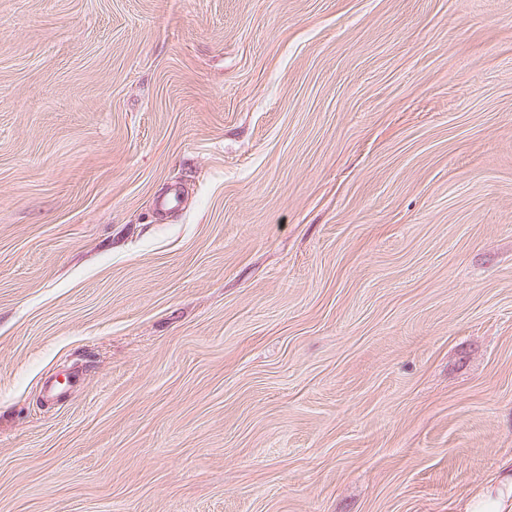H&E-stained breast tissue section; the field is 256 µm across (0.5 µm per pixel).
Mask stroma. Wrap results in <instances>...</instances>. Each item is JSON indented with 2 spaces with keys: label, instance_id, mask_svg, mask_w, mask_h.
Masks as SVG:
<instances>
[{
  "label": "stroma",
  "instance_id": "obj_1",
  "mask_svg": "<svg viewBox=\"0 0 512 512\" xmlns=\"http://www.w3.org/2000/svg\"><path fill=\"white\" fill-rule=\"evenodd\" d=\"M509 478L512 0H0V512Z\"/></svg>",
  "mask_w": 512,
  "mask_h": 512
}]
</instances>
